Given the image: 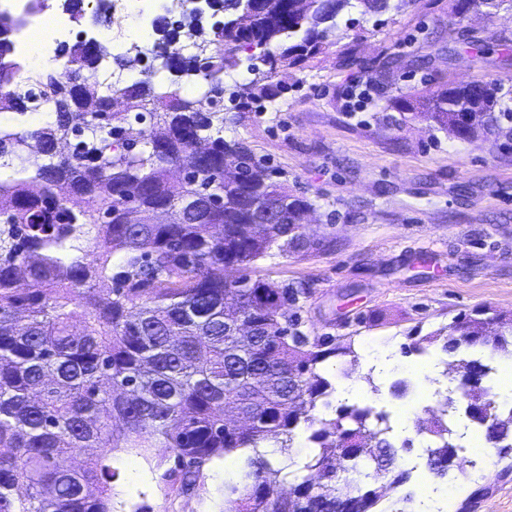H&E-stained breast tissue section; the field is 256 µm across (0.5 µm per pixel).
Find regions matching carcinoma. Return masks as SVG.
<instances>
[{
    "mask_svg": "<svg viewBox=\"0 0 512 512\" xmlns=\"http://www.w3.org/2000/svg\"><path fill=\"white\" fill-rule=\"evenodd\" d=\"M410 2L308 0L299 14L295 0H222L223 27L185 24L202 51L185 57L173 41L155 51L178 74L206 82L204 101L157 90L152 68L88 99L73 75L90 81L106 50L92 56L80 42L68 47L61 69L18 82L22 65L8 35L21 21L0 14V109L23 115L72 99L44 127L0 128V158L30 139L41 144L20 177L0 182V512H112L119 448L171 449L177 464L165 477L186 490L213 458L250 450L239 479L226 486L224 512H330L338 494L346 512H370L381 500L373 483L407 481L385 413L353 404L333 418L315 417L319 398L335 392L319 365L354 349L301 330L294 308L303 289L262 280L230 288L216 270L246 269L274 247L310 245L302 232L309 202L273 180L245 143L224 140V112L274 96L277 70L323 53L328 31L352 10L378 17ZM505 6L512 9V0H453L452 12L461 20ZM243 48L260 49L249 57L257 77L246 91L228 93L224 74L240 66ZM257 58L268 69L256 70ZM509 94L512 88L473 81L440 94L414 91L390 107L401 123L421 119L462 140L493 136L512 145V108H501ZM135 123L145 128L134 137ZM226 153L241 156L253 174L224 182ZM271 198L280 223H268ZM92 231L99 253L87 262L73 242ZM21 268L35 289L19 287ZM103 281L111 283L105 300L96 297ZM477 345L487 352L459 363L491 378L497 357L512 356V315L478 311L448 324L445 350ZM463 401L493 404L490 436L497 448H512V405L461 380L432 410V479L455 466L448 411ZM231 405L254 419L249 430L230 427L224 409ZM114 419L123 424L117 432ZM301 423L310 448L304 474L281 497L284 468L261 447L274 440L290 453ZM345 436L361 449L349 460L336 456ZM75 448L89 451L78 471L59 464ZM338 467L341 484L319 481L336 477Z\"/></svg>",
    "mask_w": 512,
    "mask_h": 512,
    "instance_id": "carcinoma-1",
    "label": "carcinoma"
}]
</instances>
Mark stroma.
Returning <instances> with one entry per match:
<instances>
[{
  "label": "stroma",
  "instance_id": "1",
  "mask_svg": "<svg viewBox=\"0 0 512 512\" xmlns=\"http://www.w3.org/2000/svg\"><path fill=\"white\" fill-rule=\"evenodd\" d=\"M453 0H415L380 20L337 26L324 53L290 77H275L274 98L225 124V139L248 143L277 180L311 204L304 233L310 248L271 250L248 270L251 279L304 291L297 304L303 330L353 343L356 367L343 357L320 369L336 388L333 402L384 409L411 473L379 506L404 491H437L418 512H512V472L479 468L475 484L431 483L423 449L430 438L432 377L457 363L440 328L479 307L512 311V148L494 139L468 142L415 120L396 124L388 99L418 88L474 80L512 85V11L473 14L451 23ZM353 49L357 65L340 56ZM420 343V352L402 348ZM407 389L394 390L398 380ZM203 468L189 492L166 483L169 449L115 451L119 477L113 512L137 504L146 512H224L226 463Z\"/></svg>",
  "mask_w": 512,
  "mask_h": 512
}]
</instances>
